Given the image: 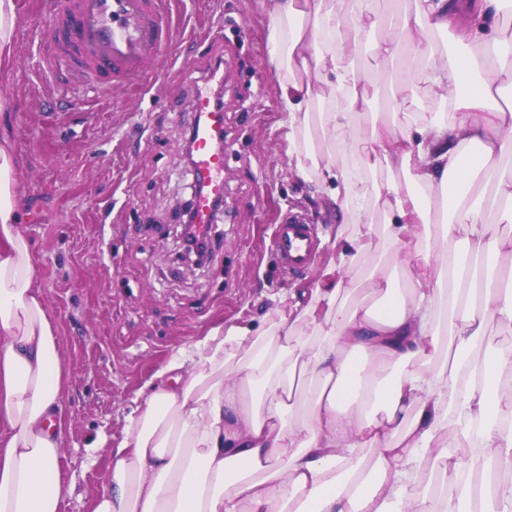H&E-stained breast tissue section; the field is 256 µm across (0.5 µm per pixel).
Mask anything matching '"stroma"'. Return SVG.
<instances>
[{"mask_svg": "<svg viewBox=\"0 0 512 512\" xmlns=\"http://www.w3.org/2000/svg\"><path fill=\"white\" fill-rule=\"evenodd\" d=\"M15 52L0 70L9 141L36 278L60 323L69 375L60 466L76 488L61 512H91L111 447L147 382L177 350L192 351L217 325L259 321L273 297L313 287L333 253L336 223L314 183L288 161L281 102L268 62L266 0H173L176 41L157 61L150 92L132 85L72 100L67 70L39 67L46 43L32 31L47 0H21ZM224 66L227 148L224 215L212 255L190 268L169 225L190 201L181 154L192 117L183 71ZM306 212L320 239L311 270L282 276L273 256L279 219Z\"/></svg>", "mask_w": 512, "mask_h": 512, "instance_id": "35a3bbf8", "label": "stroma"}]
</instances>
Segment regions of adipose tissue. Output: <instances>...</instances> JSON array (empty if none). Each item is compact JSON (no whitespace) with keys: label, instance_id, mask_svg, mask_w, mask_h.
Instances as JSON below:
<instances>
[{"label":"adipose tissue","instance_id":"adipose-tissue-1","mask_svg":"<svg viewBox=\"0 0 512 512\" xmlns=\"http://www.w3.org/2000/svg\"><path fill=\"white\" fill-rule=\"evenodd\" d=\"M512 0H269L268 55L294 171L336 219L314 287L177 351L125 418L92 512H512ZM453 30L454 50L426 44ZM371 47L403 64L368 137ZM446 110H404L408 67ZM412 167L405 182L377 170ZM0 144V512H60L69 376ZM442 191L437 216L423 200ZM463 250L433 251L432 241ZM406 276L393 285L395 270ZM371 369L360 374L354 353ZM472 444L450 452L449 441ZM484 345L487 348L483 352L488 355L494 354L499 349H512V329L494 326L489 330L488 336L485 337Z\"/></svg>","mask_w":512,"mask_h":512}]
</instances>
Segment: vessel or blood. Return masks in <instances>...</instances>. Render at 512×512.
Instances as JSON below:
<instances>
[{"mask_svg": "<svg viewBox=\"0 0 512 512\" xmlns=\"http://www.w3.org/2000/svg\"><path fill=\"white\" fill-rule=\"evenodd\" d=\"M46 37L47 71L67 68L75 75L64 95L85 90L109 96L114 85L153 83L154 62L175 41L170 0H49ZM192 125L194 179L191 212L199 231L215 221L214 203L224 197V112L210 80L193 84ZM318 245L315 224L305 215L289 214L276 227L274 251L285 273L305 272Z\"/></svg>", "mask_w": 512, "mask_h": 512, "instance_id": "1", "label": "vessel or blood"}]
</instances>
